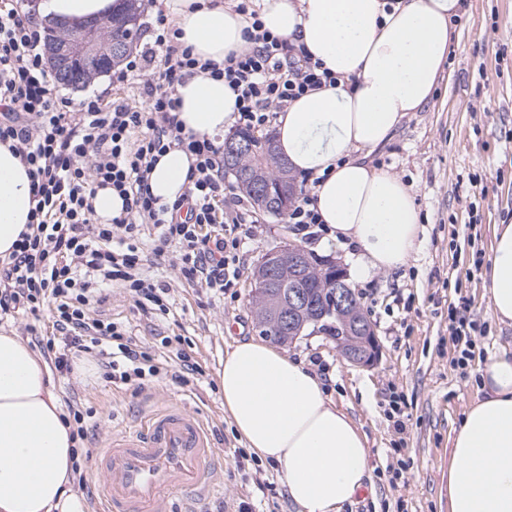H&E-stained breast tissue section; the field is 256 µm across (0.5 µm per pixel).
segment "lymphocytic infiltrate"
<instances>
[{
  "label": "lymphocytic infiltrate",
  "instance_id": "1",
  "mask_svg": "<svg viewBox=\"0 0 512 512\" xmlns=\"http://www.w3.org/2000/svg\"><path fill=\"white\" fill-rule=\"evenodd\" d=\"M233 9L246 23L247 45L220 64L198 60L179 44L180 29L155 17L151 55L128 56L112 74L114 83H139L146 103L136 107L95 93L75 103L58 98L32 15L21 0H0V144L27 165L35 201L31 232L0 260V315H30L32 343L62 376H73L81 357L95 360L110 383L136 391L159 380L183 387L203 373L185 338L139 336L95 313L106 290L121 288L141 315H168V288L148 273L152 259L173 263L189 285L217 295L239 276L250 237L239 217L246 206L224 180L223 144L182 135L178 86L200 73L223 79L235 96L237 127L262 130L293 101L340 80L305 46L267 29L256 0H234ZM174 147L195 162L186 191L168 205L152 195L148 175ZM100 187L124 201L108 224L95 218ZM220 202L238 209L222 225Z\"/></svg>",
  "mask_w": 512,
  "mask_h": 512
}]
</instances>
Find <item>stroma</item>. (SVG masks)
<instances>
[{
	"label": "stroma",
	"mask_w": 512,
	"mask_h": 512,
	"mask_svg": "<svg viewBox=\"0 0 512 512\" xmlns=\"http://www.w3.org/2000/svg\"><path fill=\"white\" fill-rule=\"evenodd\" d=\"M452 30L434 97L422 111L409 113L394 140L370 156L373 165L409 186L423 228L405 265L371 270L352 286L375 326L380 362L352 366L322 333H306L285 347L305 363H326L320 377L328 392L367 436L373 484L345 512H448L450 438L478 396L476 370L487 357L512 350V324L492 316L484 273L474 265L476 251H490L494 225L512 222V0H463ZM55 91L72 101L96 93L144 103L138 85L115 88L108 73L85 87L60 84ZM253 218L255 237L244 246L233 294L218 297L182 284L178 269L166 265L153 275L169 288V316L147 320L119 288L103 306L137 335L186 337L203 377L181 388L154 382L136 393L113 387L93 366L68 380L52 376L61 397L78 394L96 410L91 449L171 401L197 414L212 433L223 482L222 493L203 512H296L279 470L246 448L226 419L217 380L231 345L258 333L249 305L254 266L268 249L287 241L347 266L356 259L353 247L329 235L310 243L282 220L259 212ZM461 305L477 326L468 345L449 328V308ZM465 348L470 359L457 365ZM394 393L402 395L408 417L401 434L386 415Z\"/></svg>",
	"instance_id": "1"
}]
</instances>
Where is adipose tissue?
<instances>
[{
    "mask_svg": "<svg viewBox=\"0 0 512 512\" xmlns=\"http://www.w3.org/2000/svg\"><path fill=\"white\" fill-rule=\"evenodd\" d=\"M266 28L305 45L343 81L302 96L276 120L278 151L317 178L316 208L336 242L354 245L351 270L405 264L419 245L408 186L373 166L408 113L432 99L448 58L461 0H261ZM115 0H40V17L80 22L110 14ZM181 41L202 61L223 63L246 44L245 23L217 0H165ZM183 134L212 135L235 120V96L208 74L178 86ZM194 162L168 150L149 175L153 196L170 204L186 190ZM31 179L0 145V259L8 258L33 208ZM484 288L497 320L512 322V223L493 229ZM480 395L451 438L448 512H512V351L479 370ZM224 413L251 451L276 465L298 512H343L370 485L367 438L303 362L251 338L226 351L217 373ZM71 428L46 363L14 333L0 330V512H86L74 488Z\"/></svg>",
    "mask_w": 512,
    "mask_h": 512,
    "instance_id": "obj_1",
    "label": "adipose tissue"
}]
</instances>
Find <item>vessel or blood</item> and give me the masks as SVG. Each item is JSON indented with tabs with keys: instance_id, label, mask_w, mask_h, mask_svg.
Segmentation results:
<instances>
[{
	"instance_id": "1",
	"label": "vessel or blood",
	"mask_w": 512,
	"mask_h": 512,
	"mask_svg": "<svg viewBox=\"0 0 512 512\" xmlns=\"http://www.w3.org/2000/svg\"><path fill=\"white\" fill-rule=\"evenodd\" d=\"M101 512H201L218 489L216 452L207 430L181 405L149 414L94 451Z\"/></svg>"
}]
</instances>
